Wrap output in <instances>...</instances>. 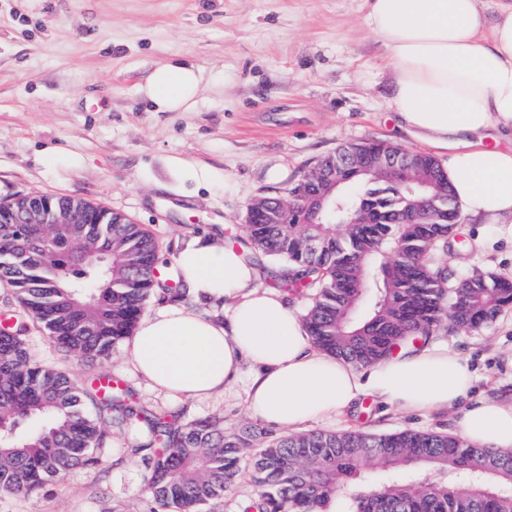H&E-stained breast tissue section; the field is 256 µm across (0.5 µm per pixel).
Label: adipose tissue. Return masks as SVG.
<instances>
[{
    "instance_id": "1",
    "label": "adipose tissue",
    "mask_w": 512,
    "mask_h": 512,
    "mask_svg": "<svg viewBox=\"0 0 512 512\" xmlns=\"http://www.w3.org/2000/svg\"><path fill=\"white\" fill-rule=\"evenodd\" d=\"M367 28L385 48L388 108L442 167L463 214L512 239V0H368ZM200 81L188 61L150 74L161 110L189 105ZM174 262L190 297L138 323L125 352L135 375L164 397L209 398L246 381L251 418L279 432L349 413L364 397L404 413L463 405L458 434L512 448V399L472 398L467 358L441 344L365 369L319 350L302 317L261 287L255 265L214 232L184 240Z\"/></svg>"
}]
</instances>
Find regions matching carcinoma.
Wrapping results in <instances>:
<instances>
[{
  "mask_svg": "<svg viewBox=\"0 0 512 512\" xmlns=\"http://www.w3.org/2000/svg\"><path fill=\"white\" fill-rule=\"evenodd\" d=\"M360 154L396 156L380 143L356 145ZM416 175L435 185L448 208L454 198L439 162L414 154ZM350 193L336 196L363 209L356 223L338 211L321 224H301L308 201H291L295 215L275 204L266 224H247L254 247L288 265L275 276L291 295L314 291L304 316L314 345L370 366L405 344L425 340L443 324L462 331L489 326L512 304V280L490 275L458 292L453 268L436 266L432 252L454 225L414 221L428 194H411L383 173L341 169ZM81 207L102 224H72L61 234L42 225V246H32L20 224H0V281L15 288L25 312L12 333L0 335V491L32 495L70 470L99 465L95 450L110 430L134 427L144 441L145 491L153 512H197L224 498L241 472V450L259 449L254 462L260 494L245 512H512V450L469 445L433 431L372 434L360 429L269 437L263 429L224 433L222 422H184L135 404L123 387L101 392L68 374L35 363L28 352V322L56 348L88 363H102L131 336L153 295L181 301L182 280L163 284L158 243L141 225L86 201ZM380 467L379 486L367 480ZM431 472L422 480L417 469Z\"/></svg>",
  "mask_w": 512,
  "mask_h": 512,
  "instance_id": "carcinoma-1",
  "label": "carcinoma"
}]
</instances>
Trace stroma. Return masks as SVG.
I'll return each mask as SVG.
<instances>
[{"mask_svg":"<svg viewBox=\"0 0 512 512\" xmlns=\"http://www.w3.org/2000/svg\"><path fill=\"white\" fill-rule=\"evenodd\" d=\"M366 0H0V203L70 196L126 214L159 243L160 261L204 230L242 247L246 210L286 197L325 155L385 141L427 152L387 107L385 50L365 24ZM187 59L201 72L187 110H155L141 93L153 69ZM464 246L434 262L512 279V243L492 225H458ZM434 337L468 357L475 393L512 396V307L476 332ZM32 358L82 380L120 379L144 409L182 420L213 417L225 431L249 424L242 387L201 400L165 398L133 374L124 349L89 365L32 327ZM459 409L404 415L370 403L319 423L455 434ZM131 430H113L94 469H77L39 495L0 492V512H151L145 461ZM255 449L223 501L201 512H243L258 487Z\"/></svg>","mask_w":512,"mask_h":512,"instance_id":"1","label":"stroma"}]
</instances>
